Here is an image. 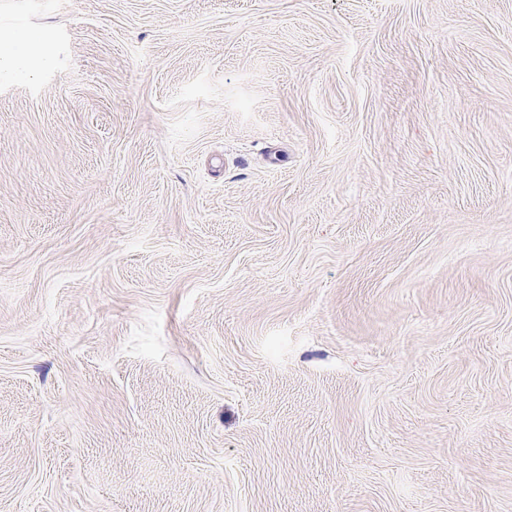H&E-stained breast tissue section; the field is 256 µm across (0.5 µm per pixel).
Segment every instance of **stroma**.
I'll list each match as a JSON object with an SVG mask.
<instances>
[{"label":"stroma","mask_w":512,"mask_h":512,"mask_svg":"<svg viewBox=\"0 0 512 512\" xmlns=\"http://www.w3.org/2000/svg\"><path fill=\"white\" fill-rule=\"evenodd\" d=\"M0 512H512V0H0Z\"/></svg>","instance_id":"1"}]
</instances>
